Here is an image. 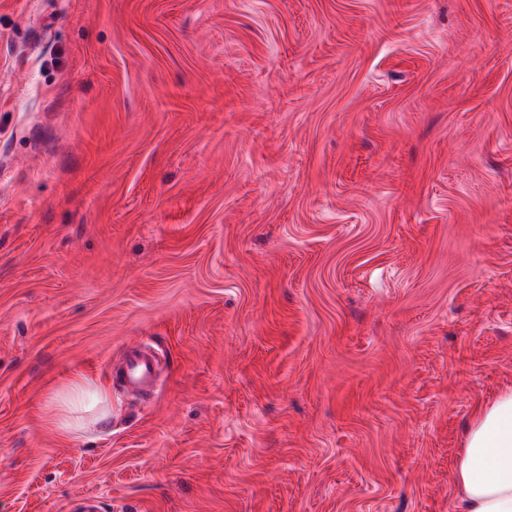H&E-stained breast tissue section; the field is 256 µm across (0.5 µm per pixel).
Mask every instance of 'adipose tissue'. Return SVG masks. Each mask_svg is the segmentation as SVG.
<instances>
[{
  "label": "adipose tissue",
  "mask_w": 512,
  "mask_h": 512,
  "mask_svg": "<svg viewBox=\"0 0 512 512\" xmlns=\"http://www.w3.org/2000/svg\"><path fill=\"white\" fill-rule=\"evenodd\" d=\"M52 408L58 429L71 436L112 413L108 394L88 378L64 386ZM454 487L457 512H512V387L500 391L470 420Z\"/></svg>",
  "instance_id": "1"
}]
</instances>
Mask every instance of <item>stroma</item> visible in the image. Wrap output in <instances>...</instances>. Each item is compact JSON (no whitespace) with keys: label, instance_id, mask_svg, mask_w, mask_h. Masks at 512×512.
Wrapping results in <instances>:
<instances>
[{"label":"stroma","instance_id":"1","mask_svg":"<svg viewBox=\"0 0 512 512\" xmlns=\"http://www.w3.org/2000/svg\"><path fill=\"white\" fill-rule=\"evenodd\" d=\"M508 385L512 0H0V512H456ZM156 351L149 344H141L129 352L125 382L127 385L146 388L154 383ZM52 408L58 429L71 436L81 435L112 413L108 394L88 378L64 386L57 394Z\"/></svg>","mask_w":512,"mask_h":512}]
</instances>
